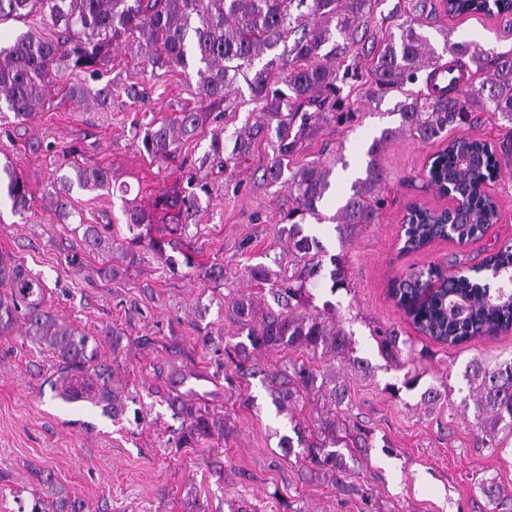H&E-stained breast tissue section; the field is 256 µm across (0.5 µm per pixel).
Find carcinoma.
Segmentation results:
<instances>
[{
    "instance_id": "1",
    "label": "carcinoma",
    "mask_w": 512,
    "mask_h": 512,
    "mask_svg": "<svg viewBox=\"0 0 512 512\" xmlns=\"http://www.w3.org/2000/svg\"><path fill=\"white\" fill-rule=\"evenodd\" d=\"M376 0H0V22L41 15L54 30L48 39L35 32L0 46V112L26 121L42 103L47 88L59 86L66 96L83 104L105 107L112 100V84L95 87L101 71L111 61L112 45L131 41L151 70L180 68L195 70L197 91L203 110L185 109L173 118L152 122L144 131L142 149L153 160L170 158L181 144L197 135L212 112L243 79L259 105L255 122L236 131L233 152L244 156L252 143L265 140L271 145L274 161L265 170L271 182L288 174L285 183L292 207L279 219L278 239L288 243V256L296 270L290 275L258 263L247 267V276L268 287L278 310H261L249 295L232 298L228 319L234 334L227 337L224 352L235 361V370L255 373L253 358L270 351L300 350L311 358L338 359L350 370L365 373L368 362L354 355L352 341L336 322V309L329 301L322 307L312 304L310 285L321 272V247L316 237L304 233L311 219L335 223L340 236L377 223L385 206L381 194L387 172L381 162L386 145L400 136L425 143L440 139L450 131L472 126L483 112H493L507 123L512 138V54L492 57L468 41H451L443 34L444 48L455 64L442 63L431 40L413 20L400 26L399 36L380 42L373 56L372 82L366 98L373 102L397 91L404 100L397 105L398 125L383 129L364 152L363 176L354 180L351 193L336 214L325 216L321 207L331 187L333 167L310 163L288 168L304 143L325 125L353 121L355 112L348 98L340 95L341 84L356 78L347 64L355 36ZM483 0H442L444 11L455 15L477 12ZM270 59L259 69L255 61ZM81 72L88 81L80 85L65 82L67 74ZM426 74L428 92L409 86ZM224 132L212 134L201 164L224 170ZM72 173L53 175V191L47 199L59 217L68 221L73 212L69 195L73 186L83 190L110 187L111 173L100 166L68 164ZM498 175V163L488 144L466 136L448 140L428 169L429 183L438 191L450 187L470 199L471 221L457 227L458 235L478 236L486 224L495 221L497 206L479 191L480 183ZM187 187L161 193L149 209L123 206L128 230L145 228L128 244L163 260L171 270L180 266L197 268L195 257L183 250L179 256L172 236H185L196 223L203 203L212 199V185L205 177L189 171ZM0 198L22 214L34 203L27 183L13 166L0 168ZM171 217L168 233L151 234L159 215ZM447 220L442 212L415 209L409 215L410 230L404 241L407 250H420L443 231ZM86 249L110 252L118 247L106 224L82 225ZM439 267L408 276L410 282L392 283L391 294L416 330L431 340L458 347L485 334L512 329V297L500 299L493 288V274L512 273V245L493 252L485 263L468 274H460L448 290L460 303V312H446L445 296L421 301L415 285L437 273ZM331 292L349 288L347 272L340 262L330 271ZM0 335L10 333L16 323L36 345L53 350L57 361L58 396L67 401L89 400L113 409L116 394L109 368L95 362L89 344L97 342L44 308V285L23 266L0 255ZM386 355L399 350L400 333L389 327L377 331ZM465 379L472 393L474 417L489 447L501 446L499 434L512 436V359L487 368L478 360L466 367ZM274 405L284 410V402L302 397L320 399L329 407L315 420L314 438L303 449L311 475L327 482L340 493L352 486L346 481V467L340 449L347 447L340 435L336 411L349 405L346 381L306 362L295 363L291 371H273L264 378ZM168 402L183 417L177 448H196L211 439H224V413L190 392L171 391ZM46 486L48 502L36 496L21 505L19 512H84L83 501L54 486L52 474L38 473Z\"/></svg>"
}]
</instances>
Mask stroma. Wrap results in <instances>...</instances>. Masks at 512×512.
Listing matches in <instances>:
<instances>
[{"label": "stroma", "mask_w": 512, "mask_h": 512, "mask_svg": "<svg viewBox=\"0 0 512 512\" xmlns=\"http://www.w3.org/2000/svg\"><path fill=\"white\" fill-rule=\"evenodd\" d=\"M409 19L418 20L438 48L448 30L453 40L475 42L494 54L512 52V16L451 17L440 0H379L351 49L358 77L343 88L355 121L324 127L293 158L297 166L339 154L347 161V168L333 171L323 208L328 217L359 176L363 149L399 121L394 109L400 93L375 102L364 93L374 46L398 35ZM138 60L135 45H113L102 76L112 85L108 108L77 103L51 87L27 122H17L9 112L0 116V166L13 163L34 197L22 216L0 204V254L43 281L49 311L97 337V357L110 365L124 403L123 412L112 415L88 400L64 402L52 386V353L31 346L19 325L0 336V512H18V498L37 487L40 470L83 500L87 512H497L481 491L482 481L490 478L512 500V438L499 448L483 445L474 410L463 405L470 396L466 365L476 359L492 367L512 359V331L457 348L438 344L420 335L390 296L392 281L410 272L454 260L479 264L491 240L512 245V151L502 156L500 176L488 186L500 209L488 240L466 245L438 240L421 251H404L407 206L447 204L418 179L442 141L408 137L391 141L382 154L387 206L378 223L347 239L329 221L310 226L323 246L325 271L311 287L313 302L335 305L358 356L369 363L364 375L337 360L327 363L350 388V419L369 432L368 447L344 451L348 479L358 491L341 495L312 477L302 461L319 404L299 402L293 413L277 412L263 383V373L290 369L303 353L286 349L259 356L256 376L238 374L224 353L225 338L233 331L224 300L261 295L244 269L273 264L280 253L274 245L276 226L292 204L284 184L262 177L273 162L267 142H255L248 156L235 161L232 175L209 170L213 200L180 242L194 250L198 268L173 274L157 258L136 259L119 249L92 253L80 241L82 222L112 225L117 239L128 238L123 202L151 207L159 192L177 181L182 161L198 160L207 151L216 127H223L229 152L235 131L259 116L247 84L238 82L224 103L222 122H206L174 157L152 161L141 150V127L195 107L196 85L192 73L178 68L151 76ZM69 150L79 162L107 167L112 185L106 191L73 189L75 215L65 223L45 195L52 171ZM334 256L348 271L349 289H330ZM213 264L224 268L218 286L199 272ZM391 326L403 340L393 359L381 353L375 336L376 329ZM107 328L118 332V340L104 336ZM207 334L212 341L205 346L201 338ZM409 374L419 377L411 390L402 386ZM179 377L184 390L223 408V446L210 441L197 448L175 446L181 421L162 397ZM394 385L400 388L395 395ZM440 386L447 393L436 406L421 402L422 391ZM292 414L300 418V428L290 424ZM285 435L292 444L287 457L280 448ZM217 457L223 468L212 467Z\"/></svg>", "instance_id": "35a3bbf8"}]
</instances>
